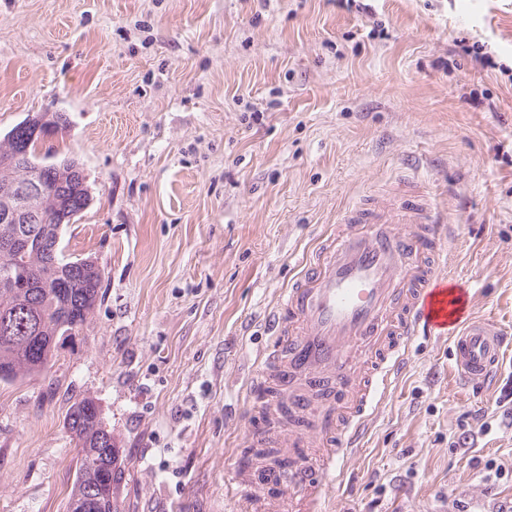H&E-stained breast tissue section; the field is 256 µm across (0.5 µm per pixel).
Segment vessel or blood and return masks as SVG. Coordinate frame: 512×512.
<instances>
[{"label": "vessel or blood", "instance_id": "obj_1", "mask_svg": "<svg viewBox=\"0 0 512 512\" xmlns=\"http://www.w3.org/2000/svg\"><path fill=\"white\" fill-rule=\"evenodd\" d=\"M444 215L418 180L400 179L393 199L345 208L336 231L306 257L271 319L273 339L259 362L265 409L292 413L282 446L316 449L322 465H296L290 485L318 500L323 480L359 447L364 421L420 332L449 337L455 373L489 382L504 356L502 329L462 318L469 301L436 258Z\"/></svg>", "mask_w": 512, "mask_h": 512}]
</instances>
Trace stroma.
I'll list each match as a JSON object with an SVG mask.
<instances>
[{"label":"stroma","instance_id":"1","mask_svg":"<svg viewBox=\"0 0 512 512\" xmlns=\"http://www.w3.org/2000/svg\"><path fill=\"white\" fill-rule=\"evenodd\" d=\"M54 113L91 194L62 244L104 277L51 368L0 383V512H65L84 397L123 512H302L248 439L288 429L259 410L269 320L345 206L399 177L512 337V0H0V137ZM510 393L512 350L472 387L448 337H414L323 512H512ZM477 412L490 429L462 426Z\"/></svg>","mask_w":512,"mask_h":512}]
</instances>
